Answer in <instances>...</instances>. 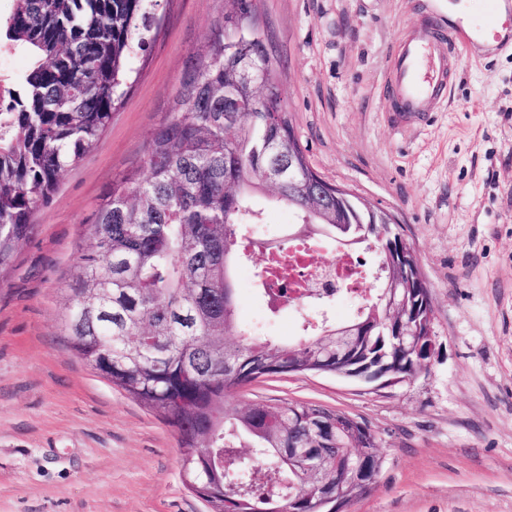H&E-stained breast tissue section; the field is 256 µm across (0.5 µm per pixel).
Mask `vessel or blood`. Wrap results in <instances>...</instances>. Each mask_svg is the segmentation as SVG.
Wrapping results in <instances>:
<instances>
[{"label":"vessel or blood","instance_id":"obj_1","mask_svg":"<svg viewBox=\"0 0 512 512\" xmlns=\"http://www.w3.org/2000/svg\"><path fill=\"white\" fill-rule=\"evenodd\" d=\"M495 21L485 25L460 18L452 29L439 22L407 31L390 63L388 91L400 116L436 109L450 77L448 58L457 50L483 58L512 44V0H494Z\"/></svg>","mask_w":512,"mask_h":512}]
</instances>
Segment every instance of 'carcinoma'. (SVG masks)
<instances>
[{
    "instance_id": "1",
    "label": "carcinoma",
    "mask_w": 512,
    "mask_h": 512,
    "mask_svg": "<svg viewBox=\"0 0 512 512\" xmlns=\"http://www.w3.org/2000/svg\"><path fill=\"white\" fill-rule=\"evenodd\" d=\"M164 0H12L0 18V45L30 57L0 96V277L31 238L36 211L50 205L62 174L80 164L112 123L134 82L133 63L147 52ZM231 5L190 53L143 161L112 181L88 220L86 240L64 289L61 321L71 350L100 377L174 428L184 480L206 492L209 512H326L310 482L276 453L305 448L323 459L316 484L345 501L367 490L382 467L376 433L365 423L320 405L256 403L232 408L234 387L265 375L314 372L345 378H415L429 358L413 337L432 307L412 251L394 224H381L356 197L324 183L326 222L302 205L306 186H274L276 166L293 152L312 170L267 68L265 96L245 103L225 124L224 81L261 32L252 0ZM271 195L336 243L375 252L379 275L393 268L395 296L378 288L344 324L322 314L295 340L256 336L237 319L230 276L251 252L242 224H260V196ZM238 341L227 344L225 337ZM342 423L343 446L327 445L313 426ZM251 440L248 454L238 450ZM363 451L356 462L352 450Z\"/></svg>"
}]
</instances>
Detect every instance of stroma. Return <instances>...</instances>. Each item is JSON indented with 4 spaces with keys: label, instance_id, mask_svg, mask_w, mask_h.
Wrapping results in <instances>:
<instances>
[{
    "label": "stroma",
    "instance_id": "stroma-1",
    "mask_svg": "<svg viewBox=\"0 0 512 512\" xmlns=\"http://www.w3.org/2000/svg\"><path fill=\"white\" fill-rule=\"evenodd\" d=\"M221 0H168L155 44L112 123L64 173L0 284V512H207L184 483L173 429L87 367L62 334L59 296L85 220L138 164ZM448 0H259L280 89L311 167L390 212L432 293L435 345L407 383L266 376L230 405L301 402L379 438L372 488L340 512H512V49L462 59L446 107L394 127L383 86L408 28ZM263 250L234 271L237 315L296 337L320 304L271 312L252 287Z\"/></svg>",
    "mask_w": 512,
    "mask_h": 512
}]
</instances>
